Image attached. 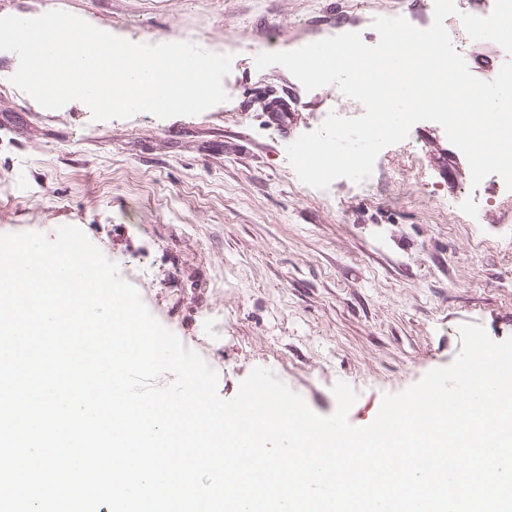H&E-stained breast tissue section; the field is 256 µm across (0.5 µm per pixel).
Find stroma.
<instances>
[{"label": "stroma", "instance_id": "35a3bbf8", "mask_svg": "<svg viewBox=\"0 0 512 512\" xmlns=\"http://www.w3.org/2000/svg\"><path fill=\"white\" fill-rule=\"evenodd\" d=\"M51 10L134 43L233 58L228 101L200 115L96 120L79 101L42 108L8 80L17 55L0 51V234L77 226L184 345L221 322L220 342L200 351L220 398L265 367L328 416L344 381L357 393L348 419L365 426L385 394L457 357L461 325L512 336V192L472 186L431 121L379 153L371 186L303 184L285 137L363 107L333 85L305 90L282 66L257 69L245 49L346 32L369 44L377 17L432 24L427 0H0V16ZM447 31L479 79L508 58L462 23ZM274 101L286 106L278 124ZM470 190L485 214L474 226L448 208Z\"/></svg>", "mask_w": 512, "mask_h": 512}]
</instances>
